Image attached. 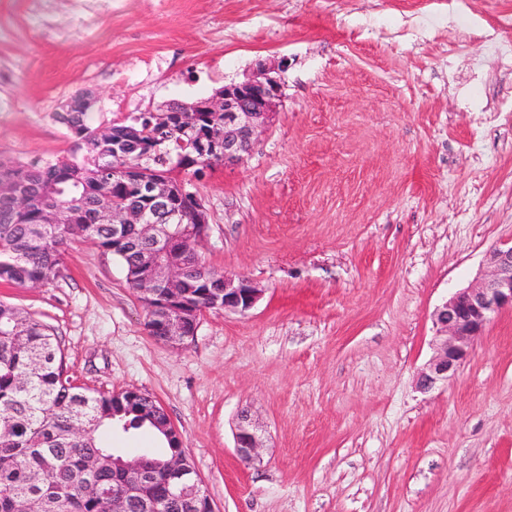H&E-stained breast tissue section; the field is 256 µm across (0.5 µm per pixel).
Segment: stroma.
Wrapping results in <instances>:
<instances>
[{"instance_id": "obj_1", "label": "stroma", "mask_w": 512, "mask_h": 512, "mask_svg": "<svg viewBox=\"0 0 512 512\" xmlns=\"http://www.w3.org/2000/svg\"><path fill=\"white\" fill-rule=\"evenodd\" d=\"M512 0H0V156L68 155L93 126L282 67L274 124L202 180L210 269L248 312L153 338L118 258L68 242L53 282L0 281L74 385L153 396L215 512H512V310L424 392L433 313L512 245ZM260 462L235 450L239 412Z\"/></svg>"}]
</instances>
